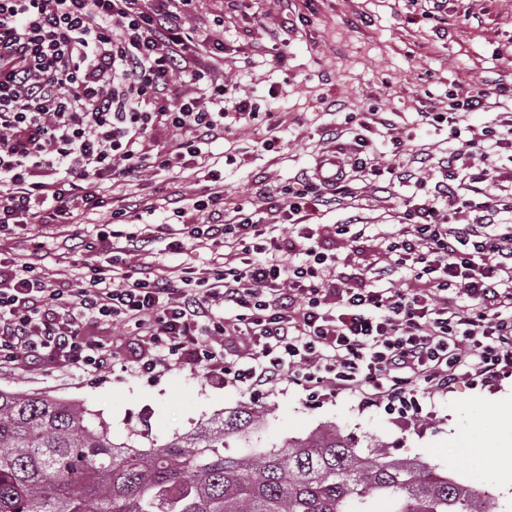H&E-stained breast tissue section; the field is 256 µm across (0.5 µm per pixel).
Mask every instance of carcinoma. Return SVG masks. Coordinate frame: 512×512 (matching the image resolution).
<instances>
[{
    "label": "carcinoma",
    "mask_w": 512,
    "mask_h": 512,
    "mask_svg": "<svg viewBox=\"0 0 512 512\" xmlns=\"http://www.w3.org/2000/svg\"><path fill=\"white\" fill-rule=\"evenodd\" d=\"M248 405L154 448L112 441L84 406L0 391V512H493L496 497L325 423L250 445Z\"/></svg>",
    "instance_id": "cac0c4a2"
}]
</instances>
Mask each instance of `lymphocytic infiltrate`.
Listing matches in <instances>:
<instances>
[{
	"instance_id": "lymphocytic-infiltrate-1",
	"label": "lymphocytic infiltrate",
	"mask_w": 512,
	"mask_h": 512,
	"mask_svg": "<svg viewBox=\"0 0 512 512\" xmlns=\"http://www.w3.org/2000/svg\"><path fill=\"white\" fill-rule=\"evenodd\" d=\"M198 0H0V230L15 224H78L105 211L116 253L145 249L123 225L173 207L174 249H209L208 267L166 271L120 262L54 284L28 255L0 257V369L49 352L65 365L110 368L82 339L88 321L133 327L153 349L144 375L192 359L203 374L245 391L281 381L350 391L393 411L420 413L424 395L460 377L483 382L512 370V205L490 178L494 145L512 125L484 127L449 152L481 200L448 181L432 196L404 200L397 230L375 244L368 268L328 252L313 228L323 210L346 205L351 185L411 171L383 163L367 136L375 113L352 128L355 156L334 178L305 174L262 189L247 205L224 192L129 195L166 171L212 177L210 146L241 129H263L256 147L283 146L281 119L224 81V40H193L185 24ZM512 84H476L420 121L461 138L460 124ZM478 214L460 224L464 209ZM223 336H243L248 356L227 358Z\"/></svg>"
}]
</instances>
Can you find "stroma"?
<instances>
[{"label":"stroma","instance_id":"stroma-1","mask_svg":"<svg viewBox=\"0 0 512 512\" xmlns=\"http://www.w3.org/2000/svg\"><path fill=\"white\" fill-rule=\"evenodd\" d=\"M358 13L370 15V24L355 25ZM442 16L448 28L444 37L436 21L424 18L409 0H200L187 23L190 31L223 30L224 69L238 93L284 119L280 152L254 150L255 133L248 129L238 131L234 142L213 144V152L227 158L219 167L226 192L249 203L257 179L284 185L321 156L349 151V136L337 135V128L347 113L374 110L384 121L372 136L380 150L399 162L409 161L415 151L429 154L431 161L424 183L379 178L355 207L335 208L322 217L325 244L338 245L340 256L353 265L372 262L371 248L337 239L335 227L363 224L368 235L390 234L394 207L433 192L441 178L435 162L448 153V132L420 124L419 112L444 110L449 94L466 95L481 80L512 82V0H448ZM280 48L286 59L273 63ZM389 124L397 128L400 145L391 142L385 130ZM173 221L170 212L160 210L148 225H134V232L146 231L155 239L148 250L127 255V266L147 261L174 269L207 266L209 252H173L167 238L158 237L159 225ZM1 250L36 253L43 276L54 282L112 260L111 244L97 241L89 223L62 225L47 240L39 225L15 227L0 234ZM84 339L114 354L111 368H65L49 357L35 365L23 360L0 370V390L83 403L109 424L114 441L140 448L194 431L214 414L248 404L268 413L261 446L279 445L331 422L361 441H381L395 457L427 459L457 481L487 488L493 481L473 467L461 434L479 412L485 430L512 440V418L496 412L498 401L512 395V371L477 385L459 379L451 391L422 399L421 414L411 417L347 391H306L285 381L251 395L224 386L217 377H204L190 363L148 377L132 371L146 344L122 328L93 323L86 326Z\"/></svg>","mask_w":512,"mask_h":512}]
</instances>
